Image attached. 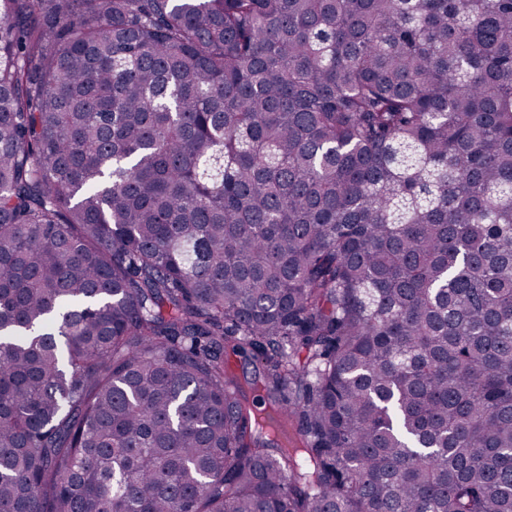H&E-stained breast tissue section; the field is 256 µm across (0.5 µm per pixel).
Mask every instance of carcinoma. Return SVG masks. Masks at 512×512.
Masks as SVG:
<instances>
[{"label": "carcinoma", "mask_w": 512, "mask_h": 512, "mask_svg": "<svg viewBox=\"0 0 512 512\" xmlns=\"http://www.w3.org/2000/svg\"><path fill=\"white\" fill-rule=\"evenodd\" d=\"M0 512H512V0H0Z\"/></svg>", "instance_id": "cac0c4a2"}]
</instances>
